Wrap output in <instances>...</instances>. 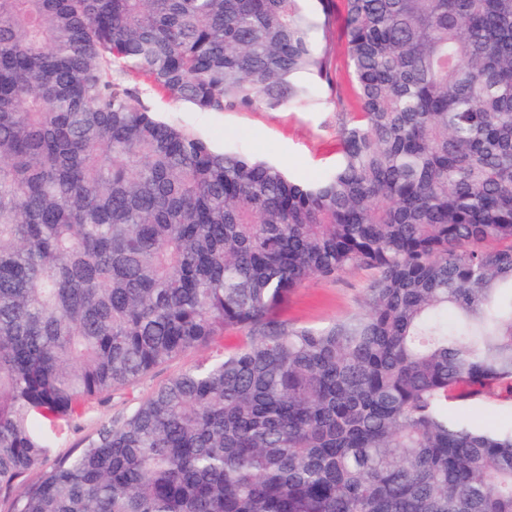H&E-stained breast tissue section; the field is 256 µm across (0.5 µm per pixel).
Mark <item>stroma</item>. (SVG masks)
<instances>
[{
  "mask_svg": "<svg viewBox=\"0 0 512 512\" xmlns=\"http://www.w3.org/2000/svg\"><path fill=\"white\" fill-rule=\"evenodd\" d=\"M138 92L142 106L163 119L210 141L217 150L244 148L257 158L286 167L296 178L322 177L336 154L342 116L335 96L300 105L270 109L199 112L172 101L136 76L126 78ZM373 273L349 267L333 277L312 276L289 296L281 318L290 325L322 327L358 313ZM240 331L226 333L208 347H195L179 358L143 375L129 386L96 395L86 401L81 415L52 439L48 461L71 454L102 424L129 413L138 401L184 369L208 361L242 344ZM457 417L494 426L512 424V402L490 394L455 406Z\"/></svg>",
  "mask_w": 512,
  "mask_h": 512,
  "instance_id": "35a3bbf8",
  "label": "stroma"
}]
</instances>
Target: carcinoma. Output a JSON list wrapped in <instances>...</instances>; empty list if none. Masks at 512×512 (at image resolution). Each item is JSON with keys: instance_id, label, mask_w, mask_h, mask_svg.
<instances>
[{"instance_id": "cac0c4a2", "label": "carcinoma", "mask_w": 512, "mask_h": 512, "mask_svg": "<svg viewBox=\"0 0 512 512\" xmlns=\"http://www.w3.org/2000/svg\"><path fill=\"white\" fill-rule=\"evenodd\" d=\"M305 182L157 120L343 97ZM370 269L362 312H278ZM70 456L44 429L224 332ZM512 0H0V497L9 512H512ZM30 473L37 478L22 479ZM347 59L346 46L344 41L336 38V35L333 38L332 43V67L333 74L335 77L337 76V80L342 85V93L346 100L345 95V81L347 78V73L345 69ZM337 69V72H336ZM496 393L497 391L480 400L454 406L455 416L494 426H510L512 424V402L499 400Z\"/></svg>"}]
</instances>
